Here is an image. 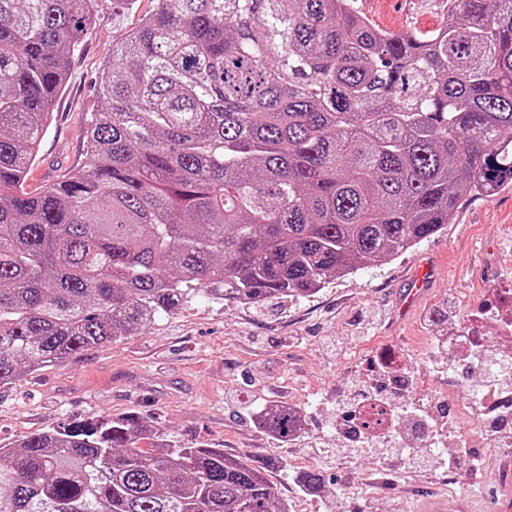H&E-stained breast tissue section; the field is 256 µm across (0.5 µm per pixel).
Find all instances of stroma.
I'll return each instance as SVG.
<instances>
[{
	"label": "stroma",
	"mask_w": 512,
	"mask_h": 512,
	"mask_svg": "<svg viewBox=\"0 0 512 512\" xmlns=\"http://www.w3.org/2000/svg\"><path fill=\"white\" fill-rule=\"evenodd\" d=\"M154 8L139 0L135 12L112 21V0H99L102 22L84 38L72 60L54 119L29 170L24 189L38 193L85 158V131L101 107L95 81L112 45ZM360 11L381 28L400 33L439 27L440 0H364ZM428 261L432 284L412 311L398 296L413 265ZM512 289V185L461 204L452 224L399 257L369 263L318 293L250 306L233 299L196 298L144 333L71 356L11 385L0 386V444L63 420L135 415L181 445L203 443L261 464L279 460L266 477L290 512H417L435 502L442 512H475L512 498V482L498 471L499 448L482 436L472 445L482 478L460 461L456 484L447 468L423 475L402 458L378 466L363 455L329 470L313 449L345 458L330 422L339 388L369 375L379 352L399 353L420 374L421 393L447 390L441 376L448 355L435 339L447 335L453 313L476 314L498 289ZM273 403L293 405L307 420L303 436L280 440L261 429L257 416ZM321 468L324 486L305 494L294 468Z\"/></svg>",
	"instance_id": "stroma-1"
}]
</instances>
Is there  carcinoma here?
I'll use <instances>...</instances> for the list:
<instances>
[{
	"instance_id": "1",
	"label": "carcinoma",
	"mask_w": 512,
	"mask_h": 512,
	"mask_svg": "<svg viewBox=\"0 0 512 512\" xmlns=\"http://www.w3.org/2000/svg\"><path fill=\"white\" fill-rule=\"evenodd\" d=\"M86 162L24 192L98 0H0V386L197 296H308L512 184V0L391 34L357 0H155ZM299 415L264 410L284 441ZM135 416L0 445V512H288L264 472ZM298 483L317 493L320 470Z\"/></svg>"
}]
</instances>
